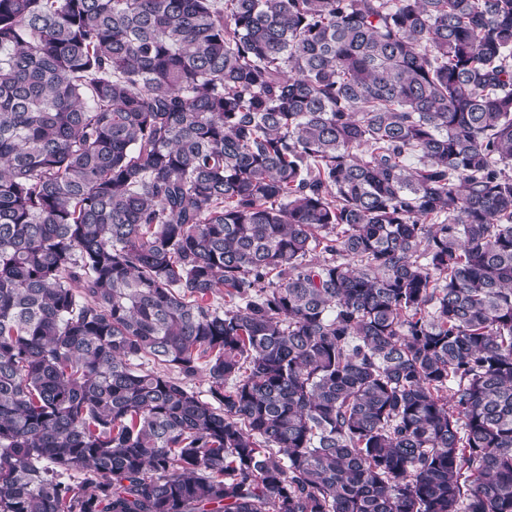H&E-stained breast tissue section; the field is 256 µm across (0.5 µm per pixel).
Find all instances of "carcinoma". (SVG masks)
I'll list each match as a JSON object with an SVG mask.
<instances>
[{
	"label": "carcinoma",
	"instance_id": "carcinoma-1",
	"mask_svg": "<svg viewBox=\"0 0 512 512\" xmlns=\"http://www.w3.org/2000/svg\"><path fill=\"white\" fill-rule=\"evenodd\" d=\"M0 512H512V0H0Z\"/></svg>",
	"mask_w": 512,
	"mask_h": 512
}]
</instances>
